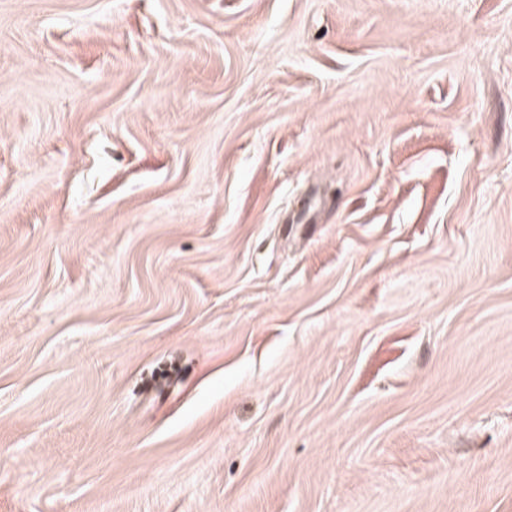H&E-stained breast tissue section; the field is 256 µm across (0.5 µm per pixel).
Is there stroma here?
Here are the masks:
<instances>
[{
  "label": "stroma",
  "instance_id": "stroma-1",
  "mask_svg": "<svg viewBox=\"0 0 512 512\" xmlns=\"http://www.w3.org/2000/svg\"><path fill=\"white\" fill-rule=\"evenodd\" d=\"M0 512H512V0H0Z\"/></svg>",
  "mask_w": 512,
  "mask_h": 512
}]
</instances>
